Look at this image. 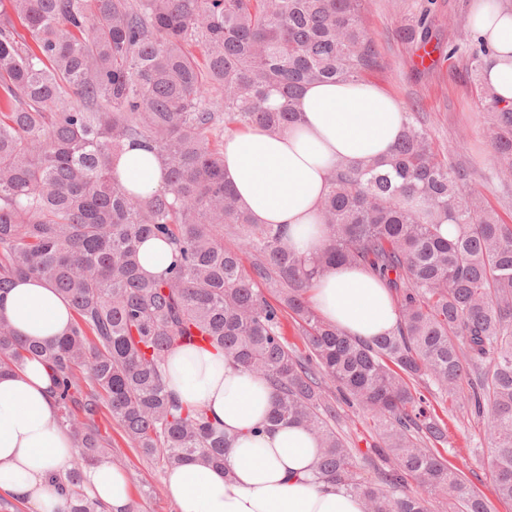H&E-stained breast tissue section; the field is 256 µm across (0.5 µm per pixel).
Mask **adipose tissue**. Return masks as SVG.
Instances as JSON below:
<instances>
[{"label": "adipose tissue", "mask_w": 512, "mask_h": 512, "mask_svg": "<svg viewBox=\"0 0 512 512\" xmlns=\"http://www.w3.org/2000/svg\"><path fill=\"white\" fill-rule=\"evenodd\" d=\"M472 19L493 50L483 80L500 104L512 105V12L478 0ZM299 107V127L250 128L225 140L224 177L255 223L286 225L288 245L313 254L324 242L318 211L329 169L388 155L402 131L403 107L364 82L308 86ZM114 174L139 194L163 185L159 161L139 149L124 153ZM313 302L339 330L363 339L391 332L399 321L389 290L360 267L332 268L318 281ZM0 317L21 335L45 340L64 333L73 311L48 283L28 279L0 298ZM166 373L169 389L185 404L205 408L229 439L223 466L191 459L169 468L166 486L176 512H364L361 497L312 481L320 453L313 434L297 424L268 426L275 394L264 379L223 353L189 347L170 354ZM52 385L50 369L35 360L0 375V492L30 512H60L58 484L78 455L55 420ZM81 489L108 512H129L131 485L109 460L85 470Z\"/></svg>", "instance_id": "obj_1"}]
</instances>
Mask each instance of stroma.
Segmentation results:
<instances>
[{"instance_id": "1", "label": "stroma", "mask_w": 512, "mask_h": 512, "mask_svg": "<svg viewBox=\"0 0 512 512\" xmlns=\"http://www.w3.org/2000/svg\"><path fill=\"white\" fill-rule=\"evenodd\" d=\"M475 0H365L364 25L375 40L385 64L369 73L368 83L394 96L405 110L421 113L432 142L447 150L449 160L471 170L470 185L480 200L496 208L512 224V178L496 177L492 169V147L486 131L485 112L489 100L473 83L475 66L470 45L475 37L466 24ZM429 12L432 32L443 46L454 47L453 55L432 54L420 61L419 39L407 38L405 28ZM340 429L360 461V473L376 481L382 462L377 437L368 413L337 403ZM485 426L465 409L448 414L447 459L460 468L468 484L489 499L491 512H512V504L496 499L493 476L487 466L492 452ZM112 437V462L126 471L134 512H175L166 490V472L157 461L129 448L120 428L108 429Z\"/></svg>"}]
</instances>
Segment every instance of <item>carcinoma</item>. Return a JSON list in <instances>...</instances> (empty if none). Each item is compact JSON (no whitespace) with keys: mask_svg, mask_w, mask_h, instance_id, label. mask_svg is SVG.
<instances>
[{"mask_svg":"<svg viewBox=\"0 0 512 512\" xmlns=\"http://www.w3.org/2000/svg\"><path fill=\"white\" fill-rule=\"evenodd\" d=\"M362 12L363 0H0V295L44 280L74 311L48 341L0 318V372L29 358L52 371L56 420L79 449L65 512H104L81 490L83 468L112 453L100 416L167 468L224 465V431L167 388L176 347L220 351L265 379L269 424L312 432L313 480L367 512H428L410 480L451 509L488 512L444 456L456 407L487 419L495 494L512 501V224L434 148L420 113H403L388 158L330 171L314 255L254 223L224 179L225 137L297 126L306 86L383 67ZM430 28L425 13L409 34L427 45ZM491 101L492 168L506 176L512 107ZM129 146L161 161V189L140 196L114 178ZM149 237L171 250L158 277L141 271ZM333 264L395 293L391 333L355 338L318 313L311 292ZM284 312L304 349L283 337ZM330 384L371 414L392 457L384 487L361 478L336 431Z\"/></svg>","mask_w":512,"mask_h":512,"instance_id":"cac0c4a2","label":"carcinoma"}]
</instances>
